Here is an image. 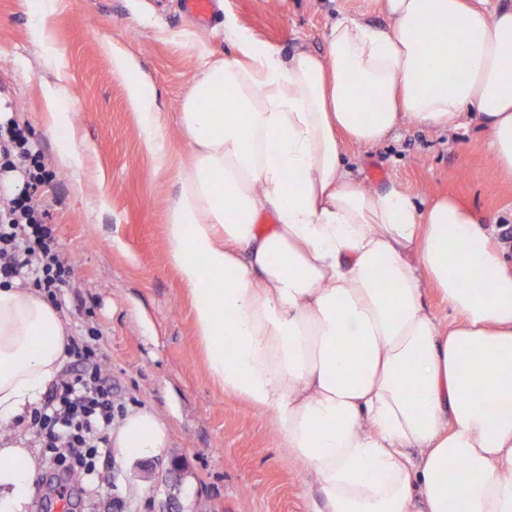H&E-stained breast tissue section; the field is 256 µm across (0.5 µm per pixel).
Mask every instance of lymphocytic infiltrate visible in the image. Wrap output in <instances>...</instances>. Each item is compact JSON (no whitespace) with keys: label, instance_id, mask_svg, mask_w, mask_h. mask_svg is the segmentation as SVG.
Returning a JSON list of instances; mask_svg holds the SVG:
<instances>
[{"label":"lymphocytic infiltrate","instance_id":"f902f5d3","mask_svg":"<svg viewBox=\"0 0 512 512\" xmlns=\"http://www.w3.org/2000/svg\"><path fill=\"white\" fill-rule=\"evenodd\" d=\"M0 170L17 174L19 183L0 192V284L25 280L55 308L72 266L61 249L47 212L36 202L38 188L54 174L47 170L29 137L18 126L0 127ZM68 364L43 402L22 417L49 463L67 473L93 475L115 418L112 372L106 358L86 339L69 337Z\"/></svg>","mask_w":512,"mask_h":512}]
</instances>
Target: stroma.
Here are the masks:
<instances>
[{
	"label": "stroma",
	"instance_id": "35a3bbf8",
	"mask_svg": "<svg viewBox=\"0 0 512 512\" xmlns=\"http://www.w3.org/2000/svg\"><path fill=\"white\" fill-rule=\"evenodd\" d=\"M377 27L376 0H213L198 27L179 0H0V110L25 129L54 179L40 187L74 275L62 311L69 333L93 326L112 369L116 422L146 408L169 429L163 454L129 462L108 449L94 481L66 486L35 470L29 512L65 490L72 512H311L304 475L274 440L265 415L225 394L208 375L192 302L168 258L166 208L177 167L190 154L180 102L207 60L234 55L224 24L290 56L319 54L339 10ZM47 37L54 53L38 44ZM119 51L153 86L172 164L156 170L140 136ZM69 100L68 138L46 108L49 85ZM477 125L445 133L401 129L384 143L349 145L348 160L375 187L395 183L425 197L448 195L512 229V179L484 148ZM81 171L62 161L68 145Z\"/></svg>",
	"mask_w": 512,
	"mask_h": 512
}]
</instances>
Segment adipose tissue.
<instances>
[{"label": "adipose tissue", "mask_w": 512, "mask_h": 512, "mask_svg": "<svg viewBox=\"0 0 512 512\" xmlns=\"http://www.w3.org/2000/svg\"><path fill=\"white\" fill-rule=\"evenodd\" d=\"M378 2L387 27L341 13L322 54L242 34L193 77L170 260L210 377L269 416L313 512H512V265L472 208L368 186L345 154L472 120L512 177V5ZM129 91L166 167L155 92ZM427 288L452 321L425 310ZM65 344L46 299L0 286L1 423L39 403ZM111 438L138 460L169 431L140 409ZM33 469L24 441L0 448V512H25Z\"/></svg>", "instance_id": "adipose-tissue-1"}]
</instances>
